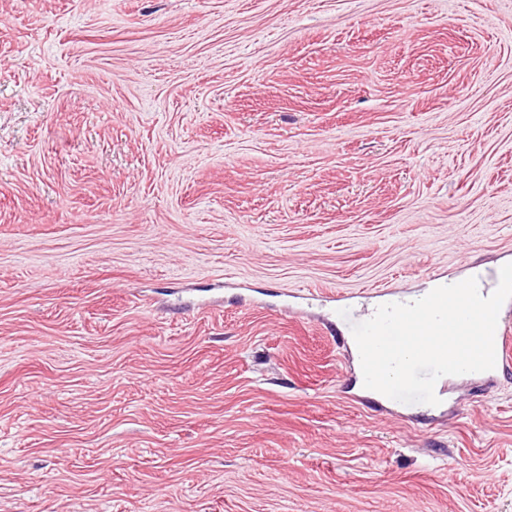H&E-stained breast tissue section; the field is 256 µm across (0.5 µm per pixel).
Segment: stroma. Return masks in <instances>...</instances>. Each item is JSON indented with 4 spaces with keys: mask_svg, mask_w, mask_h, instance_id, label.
<instances>
[{
    "mask_svg": "<svg viewBox=\"0 0 512 512\" xmlns=\"http://www.w3.org/2000/svg\"><path fill=\"white\" fill-rule=\"evenodd\" d=\"M503 261L512 0H0V512H512L325 333Z\"/></svg>",
    "mask_w": 512,
    "mask_h": 512,
    "instance_id": "stroma-1",
    "label": "stroma"
}]
</instances>
